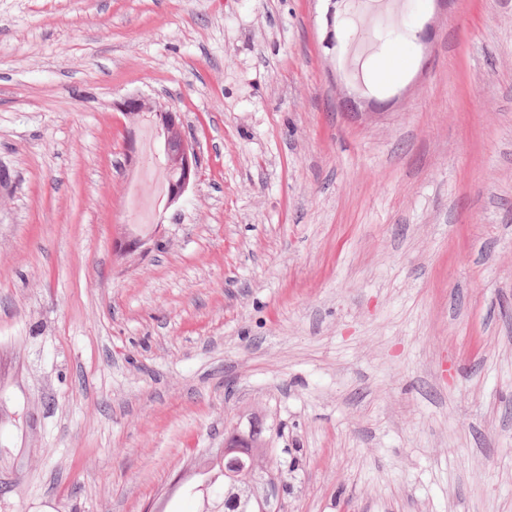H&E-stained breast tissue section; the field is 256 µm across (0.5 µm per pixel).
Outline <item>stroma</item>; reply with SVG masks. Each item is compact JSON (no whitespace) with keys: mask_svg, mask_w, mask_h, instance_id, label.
<instances>
[{"mask_svg":"<svg viewBox=\"0 0 512 512\" xmlns=\"http://www.w3.org/2000/svg\"><path fill=\"white\" fill-rule=\"evenodd\" d=\"M0 171V512H512V0H0ZM151 99L143 95L125 97L117 109L136 123L148 121L156 131L158 152L168 172V189L164 210L178 204L199 175L197 152L183 131L181 112L172 108L156 110ZM240 479L224 475V512H258L253 490H259L267 478L261 464L250 475Z\"/></svg>","mask_w":512,"mask_h":512,"instance_id":"obj_1","label":"stroma"}]
</instances>
